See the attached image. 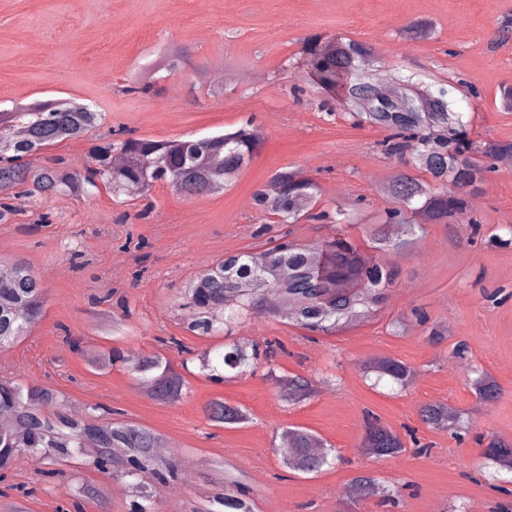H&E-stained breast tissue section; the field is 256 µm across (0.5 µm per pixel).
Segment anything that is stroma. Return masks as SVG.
Here are the masks:
<instances>
[{
    "mask_svg": "<svg viewBox=\"0 0 512 512\" xmlns=\"http://www.w3.org/2000/svg\"><path fill=\"white\" fill-rule=\"evenodd\" d=\"M512 19V0H0V110L20 102L71 99L102 112L105 128L150 139H188L253 121L264 143L223 192L188 198L166 183L148 192L53 196L26 202L0 224V264L24 260L44 283L41 319L19 343L0 349V376L38 383L61 393L70 413L108 407L158 431L194 472L153 497L155 512H195L224 491L226 463L251 491L255 512H499L512 507V471L485 465L477 435L512 439V168L495 167L471 198L480 224H424L406 251H377L368 227L388 207L378 187L400 161L377 147L382 129L354 125L326 92L300 85L297 54L303 37L350 38L377 51L391 78L453 75L478 96L461 104L477 141L512 142V109L501 88L512 85V39L499 29ZM433 22L436 33L408 40L402 28ZM186 49L173 74L159 72L146 91L128 90L130 76L165 48ZM224 94L209 95L214 74ZM334 114H327V106ZM99 137L62 142L37 157L91 166ZM296 167L319 186L316 210L353 208L357 221L270 223L252 195L274 174ZM290 232L314 244L348 237L361 252L399 272L385 303L330 334L286 319L261 317L236 327L252 343L275 339L284 351L272 369L223 382L201 374L186 354L216 346L194 335L182 307L187 285L208 262L263 245ZM504 238L496 245L492 236ZM423 311L446 325L433 343L412 316ZM404 319L402 333L391 324ZM465 358L452 355L456 342ZM159 352L185 366L179 401L163 404L141 392L123 366L91 369L88 357L110 349ZM379 357L399 359L417 376L405 392L372 386L361 370ZM490 372L499 398L482 408L469 382ZM317 383L314 396L285 400L279 376ZM216 399L245 408L246 424L224 428L206 415ZM445 402L474 421L464 440L422 423L421 405ZM373 412L400 435L415 433L427 452L407 446L395 458L360 454L364 414ZM303 426L331 444L340 458L315 474L283 468L282 427ZM47 463L21 458L0 480V512L22 503L27 512H128L132 481L89 463L48 478ZM372 474L398 486L400 503L346 495L352 479ZM97 488L101 499L82 495Z\"/></svg>",
    "mask_w": 512,
    "mask_h": 512,
    "instance_id": "stroma-1",
    "label": "stroma"
}]
</instances>
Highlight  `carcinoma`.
Returning <instances> with one entry per match:
<instances>
[{"label": "carcinoma", "instance_id": "cac0c4a2", "mask_svg": "<svg viewBox=\"0 0 512 512\" xmlns=\"http://www.w3.org/2000/svg\"><path fill=\"white\" fill-rule=\"evenodd\" d=\"M427 21L410 22L403 28L406 38L432 34ZM299 54L305 66L304 80L334 93L336 100L350 105L360 98V108L350 113L358 125H370L387 132L380 142L384 155L409 157L388 185L390 206L382 217L384 224H404L405 238L395 240L383 228L370 231L372 248L380 251L403 249L410 244L413 230L420 224H478L471 210L469 195L474 193L493 168V160L512 154V143H477L468 137L466 124L448 103V89L463 99L476 92L461 79L450 88L401 84L398 93L382 96L372 67L375 50L362 42L326 40L320 34L304 37ZM185 59L183 49L160 53L146 72L131 77L134 85L160 71L175 73ZM102 113L88 105L75 107L67 100H35L0 111V223L16 210L15 201L40 200L54 195L89 196L103 184L114 193L137 185L149 191L158 182H167L186 196H209L224 190L233 178L259 152L263 137L257 126L216 132L201 138L154 140L141 137L100 139L92 149L93 166L83 173L73 171L62 161L36 168L31 159L64 140L77 139L101 125ZM124 163L113 165L114 156ZM277 192L258 189L253 206L279 220L296 223L305 217L326 221L329 216L315 213L318 185L298 169L275 174ZM11 279L0 288V347L20 341L38 319L43 302L42 280L23 261L10 265ZM399 276L392 267L368 262L347 239L338 237L317 245H302L281 236L251 252L229 255L209 263L187 293L185 307L189 329L199 336L224 331L228 341L216 354L199 355L201 371L215 379L252 375L262 363H270L282 346L264 341L242 347L230 339L235 327L257 317H284L310 331L333 332L353 317L371 314L383 304L386 288ZM121 364L150 388L163 403H175L183 394L185 380L170 360L158 352L110 350L88 360L93 369ZM365 376L387 378L402 388L409 387L416 371L406 363L381 357L363 366ZM288 400L301 401L315 394L313 382L303 376L288 375ZM470 387L484 402L499 396L495 379L485 371L470 380ZM97 408L82 417L66 413L64 397L56 390L36 383L23 384L11 377H0V414L10 416L21 432L0 429V469L11 468L28 451L39 453L58 467L78 463L86 456L93 466L108 474L136 478L149 473L162 482L179 476L176 457L161 460L154 448L161 435L140 423L106 418ZM209 420L226 427L245 424L246 409L220 399L212 401ZM420 418L426 425L443 430L456 428L461 420L458 409L439 403L425 404ZM280 438L288 441L283 465L298 473L314 474L329 463L333 449L305 427L286 426ZM487 463L512 470V441L494 435L479 436ZM406 450L400 434L365 415L362 453L375 458L396 457ZM366 496H385L388 490L373 475L354 478ZM195 512H252L251 498L242 483L232 477L224 480V493Z\"/></svg>", "mask_w": 512, "mask_h": 512}]
</instances>
